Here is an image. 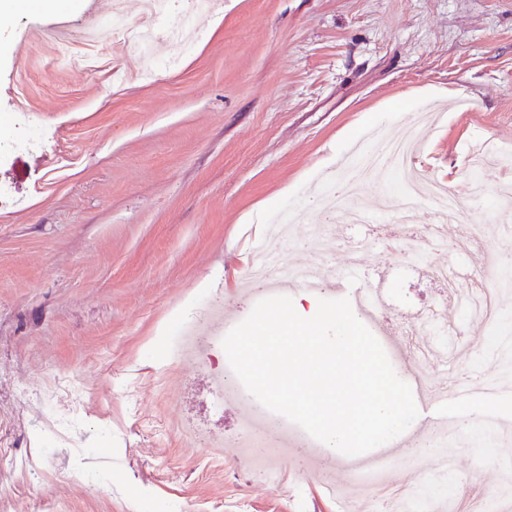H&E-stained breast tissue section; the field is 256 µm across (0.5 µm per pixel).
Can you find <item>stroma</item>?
I'll return each mask as SVG.
<instances>
[{
	"label": "stroma",
	"mask_w": 512,
	"mask_h": 512,
	"mask_svg": "<svg viewBox=\"0 0 512 512\" xmlns=\"http://www.w3.org/2000/svg\"><path fill=\"white\" fill-rule=\"evenodd\" d=\"M110 6L30 0L0 24V143L35 140L0 158V512H340L304 451L283 484L255 476L244 407L216 382L226 354L179 361L178 328L216 299L230 332L267 298L243 282L249 251L288 222L286 265L311 258L316 226L370 234L330 271L383 283L393 327L442 299L422 269L469 268L472 222L512 227L502 172L476 197L467 165L474 146L512 155V0H215L189 51L162 35L148 59L87 39ZM392 137L418 142L417 167L469 217L444 251L320 204L343 210L345 166ZM489 409L512 420V391L419 410L448 415L443 452L470 497L512 479V443L488 455L474 428Z\"/></svg>",
	"instance_id": "obj_1"
}]
</instances>
